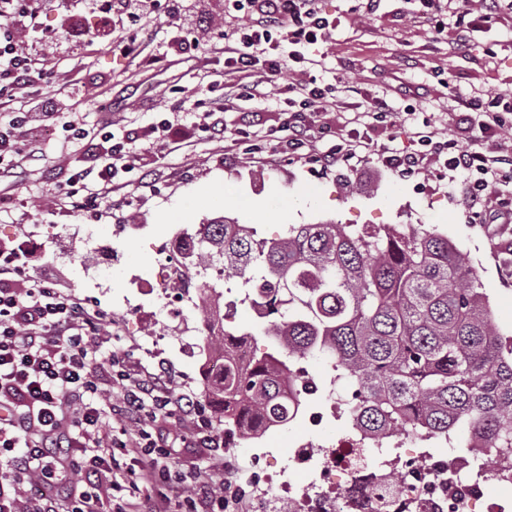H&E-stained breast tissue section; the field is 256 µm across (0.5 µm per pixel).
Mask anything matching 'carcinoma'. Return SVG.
Wrapping results in <instances>:
<instances>
[{
    "instance_id": "cac0c4a2",
    "label": "carcinoma",
    "mask_w": 512,
    "mask_h": 512,
    "mask_svg": "<svg viewBox=\"0 0 512 512\" xmlns=\"http://www.w3.org/2000/svg\"><path fill=\"white\" fill-rule=\"evenodd\" d=\"M200 235L197 288L230 293L235 279L245 289L240 303L272 312L239 335L203 337L202 349H241L257 334L277 345L246 364L230 354L206 377L226 426L255 440L267 423H288L289 381L304 384L306 400L325 392L294 368L320 355L332 385L349 388V419L371 442L404 436L465 449L476 430L492 453H512V329L498 324L477 270L447 235L421 224L326 221L265 238L227 216Z\"/></svg>"
}]
</instances>
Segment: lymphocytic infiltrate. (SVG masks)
<instances>
[{
    "label": "lymphocytic infiltrate",
    "mask_w": 512,
    "mask_h": 512,
    "mask_svg": "<svg viewBox=\"0 0 512 512\" xmlns=\"http://www.w3.org/2000/svg\"><path fill=\"white\" fill-rule=\"evenodd\" d=\"M414 2L423 20H437L445 9L460 16V47L469 46L473 32L501 7L500 0H488L485 13L473 18L466 0H448L444 7L438 0ZM234 8L247 11L249 21L224 48V100L211 103V111L255 99L259 85L276 80L289 154L305 151L326 168L370 150L369 137L352 132L327 151L317 148L326 131L314 116L336 111L346 83L333 88L280 80L310 62L312 47L334 29L321 0H258L252 9L235 0ZM34 15L33 0H0V181L17 177L39 151L19 107L34 85L32 60L13 37L14 22ZM458 110L474 139L500 140L497 154L430 132L418 134L415 149L392 148L378 160L403 177L438 162L449 176H466L470 220L490 206L511 224L512 196L497 187L512 181V143L503 140L512 127V89L491 99L481 93L462 99ZM115 176L106 162L77 164L62 191L76 210H90L111 193ZM105 322L104 314L52 279L30 280L21 290L0 281V512H224L223 494L197 476L182 501L159 493L175 472L165 443L151 438L146 421L200 419L202 409L192 394L175 392L168 368L135 373L125 358L101 354Z\"/></svg>",
    "instance_id": "obj_1"
}]
</instances>
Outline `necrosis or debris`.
<instances>
[{
    "label": "necrosis or debris",
    "instance_id": "obj_1",
    "mask_svg": "<svg viewBox=\"0 0 512 512\" xmlns=\"http://www.w3.org/2000/svg\"><path fill=\"white\" fill-rule=\"evenodd\" d=\"M196 246L190 234L176 233L167 239L150 282L152 290L166 288L175 272L182 270L184 256ZM366 442L358 431L333 448L309 442L295 446L288 468L310 471V486L278 482L267 471H257L253 479L262 490L260 498L253 499L236 481L235 450L243 440L236 432H226L225 512H512V456L501 457L495 470L482 474L478 462L487 455L483 448L473 449L468 457L427 448H402L396 455H382L376 463L382 472L380 480L363 504H355L350 491L361 470L359 452Z\"/></svg>",
    "mask_w": 512,
    "mask_h": 512
}]
</instances>
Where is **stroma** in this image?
<instances>
[{
    "mask_svg": "<svg viewBox=\"0 0 512 512\" xmlns=\"http://www.w3.org/2000/svg\"><path fill=\"white\" fill-rule=\"evenodd\" d=\"M35 21L13 26L18 47L53 74L37 85V97L54 100L60 121L78 113L92 135L114 138L133 133L134 152L113 159L118 169L112 193L98 209L78 211L59 192L72 167L63 129L41 141L42 160L27 163L18 183L0 184V246L32 241L28 273H52L59 288L73 292L101 310L110 322L107 350L130 362L153 367L165 362L176 391L199 399L213 434L223 435L219 404L204 393L201 363L182 351L184 342L201 346L194 328L198 310L156 321L141 309L130 286L132 276H147L158 264L156 246L177 230L194 228L217 216L259 225L264 237L283 234L290 224H432L448 235L478 270L494 300L500 324H512V223L485 214L483 223L468 222L460 182L437 179L434 165L419 175L400 177L376 158L321 168L306 159H288L272 150L269 134L282 125L273 86L260 98L239 100L221 114L224 129L205 131L198 100L222 99L224 41L245 19L232 0H35ZM336 28L319 48L317 65L296 71L291 81L316 76L324 83L346 78L351 92L338 112L318 113V125L331 128L319 143L326 150L339 136L356 129L368 133L375 149L409 145L414 133L431 130L461 145L489 151L492 141L470 140L456 126L455 100L477 91L512 88V11H503L490 30L476 33L470 48L451 53L454 18L444 32L433 33L414 18L408 0H383L376 16L358 9L357 0H322ZM145 28L152 39L140 58L130 59L112 47L130 29ZM496 55H489L490 45ZM377 96L396 108L394 127L371 123L358 107L363 96ZM28 98L30 127L44 121L36 99ZM416 113L405 116L404 106ZM247 127L250 136L236 134ZM94 225L105 242L116 243L120 261L102 275L98 256L77 231ZM152 432L169 434L170 462L182 473L198 474L220 485L222 462L208 449L185 447L189 422L158 419ZM353 433L344 421L326 417L317 427L302 420L275 429L268 437L240 448L244 472L266 466L262 453L274 450L286 465L296 444L311 440L337 445Z\"/></svg>",
    "mask_w": 512,
    "mask_h": 512,
    "instance_id": "1",
    "label": "stroma"
}]
</instances>
